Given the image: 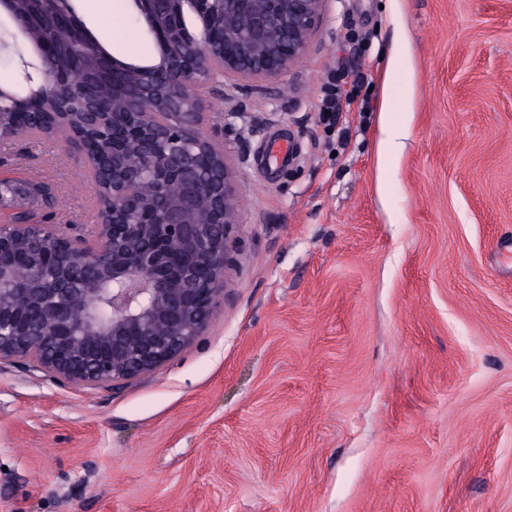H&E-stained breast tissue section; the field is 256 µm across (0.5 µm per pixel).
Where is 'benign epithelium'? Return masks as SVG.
I'll return each mask as SVG.
<instances>
[{"mask_svg": "<svg viewBox=\"0 0 512 512\" xmlns=\"http://www.w3.org/2000/svg\"><path fill=\"white\" fill-rule=\"evenodd\" d=\"M326 0H189L193 11L221 21L220 57L201 47L196 34L179 23L178 0H134L160 43L169 34L195 49L173 66L165 54L146 81L136 80L141 66L112 60L101 52L94 60L112 69L124 85L137 87L133 108L140 120L135 134L145 167L128 164L124 139L112 138V199L100 197L93 238L77 244L60 235L50 241L40 224L0 225V362L32 368L45 378L76 387L119 388L154 373L179 355L211 320L223 292L229 235L237 223L235 175L228 161L218 173L198 164L204 147L198 137L200 93L215 67L235 80L275 78L306 55ZM10 29L0 30V50L17 36L29 38L14 0H0ZM60 25L85 41L90 32L66 14ZM50 43H31L17 53L19 82L31 87L21 99L0 85V102L15 105L13 126L66 130L87 156L89 170L102 168V156L82 146L69 130V113L44 79V61L54 55ZM151 183L157 196L144 224L133 206L132 187ZM49 262L55 277L42 287L18 275V259Z\"/></svg>", "mask_w": 512, "mask_h": 512, "instance_id": "1", "label": "benign epithelium"}]
</instances>
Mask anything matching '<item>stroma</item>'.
<instances>
[{"label":"stroma","instance_id":"obj_1","mask_svg":"<svg viewBox=\"0 0 512 512\" xmlns=\"http://www.w3.org/2000/svg\"><path fill=\"white\" fill-rule=\"evenodd\" d=\"M73 4L157 58L133 0ZM202 93L236 176L214 315L116 392L0 363V512H512V0H328L299 66ZM384 121L409 135L381 164ZM0 175L93 235L61 138L0 139Z\"/></svg>","mask_w":512,"mask_h":512}]
</instances>
